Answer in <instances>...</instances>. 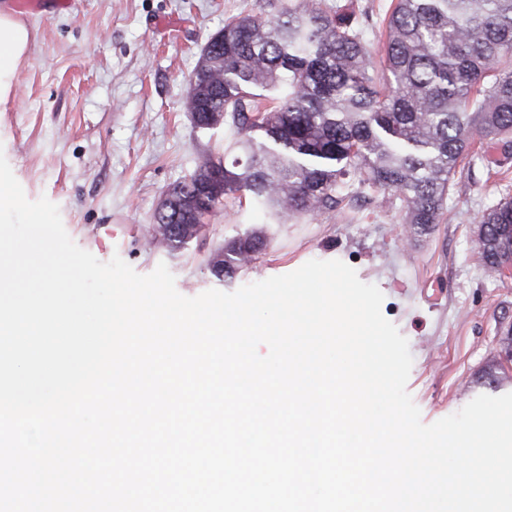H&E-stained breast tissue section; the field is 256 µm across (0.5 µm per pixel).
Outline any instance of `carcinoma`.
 I'll list each match as a JSON object with an SVG mask.
<instances>
[{
	"label": "carcinoma",
	"mask_w": 512,
	"mask_h": 512,
	"mask_svg": "<svg viewBox=\"0 0 512 512\" xmlns=\"http://www.w3.org/2000/svg\"><path fill=\"white\" fill-rule=\"evenodd\" d=\"M384 23L378 67L345 4L291 0L272 20L224 23L190 78L189 112L200 129L224 113L235 156L228 166L205 154L170 188L178 209L156 223L187 225L172 247L197 238L196 216L228 198L280 224L337 209L357 185L397 193L411 238L441 222L474 140L512 137V0H395ZM481 223L477 249L493 277L512 252V194ZM262 246L257 233L232 239L211 274L233 277Z\"/></svg>",
	"instance_id": "carcinoma-1"
}]
</instances>
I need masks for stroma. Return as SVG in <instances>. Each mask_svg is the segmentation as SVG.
<instances>
[{
  "instance_id": "1",
  "label": "stroma",
  "mask_w": 512,
  "mask_h": 512,
  "mask_svg": "<svg viewBox=\"0 0 512 512\" xmlns=\"http://www.w3.org/2000/svg\"><path fill=\"white\" fill-rule=\"evenodd\" d=\"M287 0H44L22 13L31 28L11 98L0 104V153L26 197L59 209L71 239L99 261L120 256L146 275L166 264L177 291L194 297L338 259L384 295L382 312L407 338V390L431 424L490 394L482 375L498 362L512 325V279L491 278L476 249L486 207L512 185V147L475 142L454 178L441 224L410 239L403 204L364 186L350 212L285 224L228 203L186 248L158 240L154 215L166 191L205 154L220 157L227 126L196 128L188 80L228 17L271 18ZM260 232L252 269L217 280L211 256Z\"/></svg>"
}]
</instances>
